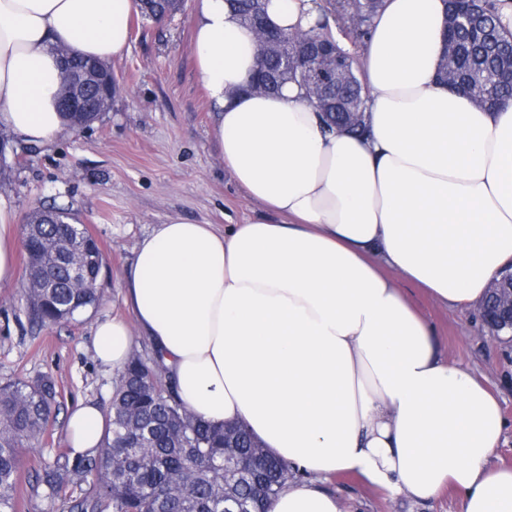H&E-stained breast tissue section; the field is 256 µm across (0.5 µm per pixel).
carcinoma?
I'll return each mask as SVG.
<instances>
[{"instance_id": "carcinoma-1", "label": "carcinoma", "mask_w": 512, "mask_h": 512, "mask_svg": "<svg viewBox=\"0 0 512 512\" xmlns=\"http://www.w3.org/2000/svg\"><path fill=\"white\" fill-rule=\"evenodd\" d=\"M142 17H164L178 10L173 0H137ZM268 0H227L239 17L261 34L259 64L251 81L275 94L293 81L305 90H320L313 104L325 122L342 125L364 136L366 122L350 123L349 113L366 112L369 94L354 67L351 53L331 33L330 4H316L317 17L306 31L291 32L272 24ZM498 0H446V13L467 9V23L448 33L446 51L457 62L456 85L469 90L481 78L480 104L497 108L512 99V84L501 80V70L512 64V32L501 23ZM383 0H358L355 18L344 24L342 38L352 44L365 42ZM319 44L342 60L336 81L318 82L304 72L307 47ZM27 256L24 295L30 319L37 325L75 317L96 302V289L77 288L64 258L62 246L83 255L82 273L95 274L101 260L96 243L77 234L69 224L24 225ZM56 402L54 383L43 379L33 385L14 381L0 385V512H17L18 455L23 447L41 442ZM231 436L244 455H265L255 480L224 487V440ZM108 433L96 455L76 456L73 461L48 468L36 482L56 493L68 483L88 484L74 500L71 512H224V496H246L257 512L294 473L288 464L261 447L236 425L212 424L199 419L180 403L160 379L159 365L151 358L131 356L116 383Z\"/></svg>"}]
</instances>
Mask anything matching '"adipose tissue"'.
Masks as SVG:
<instances>
[{
    "label": "adipose tissue",
    "mask_w": 512,
    "mask_h": 512,
    "mask_svg": "<svg viewBox=\"0 0 512 512\" xmlns=\"http://www.w3.org/2000/svg\"><path fill=\"white\" fill-rule=\"evenodd\" d=\"M133 0H0V130L54 143L60 50L109 61L129 45ZM307 29L313 0H269ZM443 0H386L363 54V138L325 128L303 90L250 93L258 41L225 0H200L192 53L225 166L264 216L216 230L172 217L127 272L131 320L94 328L119 373L134 335L184 406L241 423L296 476L267 512H346L328 483L355 473L419 504L512 512L507 426L483 375L443 354L395 277L476 308L512 268V104L478 107L440 82ZM101 406L68 415L69 446H102Z\"/></svg>",
    "instance_id": "ef3b65f1"
}]
</instances>
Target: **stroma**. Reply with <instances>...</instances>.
Wrapping results in <instances>:
<instances>
[{
  "label": "stroma",
  "instance_id": "obj_1",
  "mask_svg": "<svg viewBox=\"0 0 512 512\" xmlns=\"http://www.w3.org/2000/svg\"><path fill=\"white\" fill-rule=\"evenodd\" d=\"M199 4L185 0L182 11L160 23L132 15L129 48L110 62L117 81L112 108L90 128L65 131L47 145L0 130V202L22 219L42 206L74 210L104 259L96 306L68 322L33 325L23 278L0 285V383L48 378L57 391L48 432L37 447L20 450L19 512H70L80 494L72 483L50 492L36 478L70 453V409L83 400L111 403L117 377L94 357V326L128 317L122 285L139 240L171 217L220 230L264 213L218 153L215 113L191 52ZM403 291L433 326L440 350L484 375L499 394L508 427L496 456L512 464V341L490 334L475 311L444 307L409 283ZM330 486L346 512H459L450 491L414 505L354 473L337 475Z\"/></svg>",
  "mask_w": 512,
  "mask_h": 512
}]
</instances>
